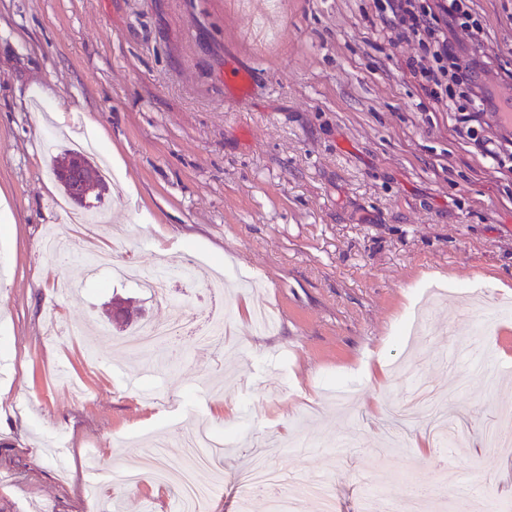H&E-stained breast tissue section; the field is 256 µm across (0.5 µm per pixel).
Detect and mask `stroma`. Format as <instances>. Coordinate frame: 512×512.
Segmentation results:
<instances>
[{
	"instance_id": "1",
	"label": "stroma",
	"mask_w": 512,
	"mask_h": 512,
	"mask_svg": "<svg viewBox=\"0 0 512 512\" xmlns=\"http://www.w3.org/2000/svg\"><path fill=\"white\" fill-rule=\"evenodd\" d=\"M471 6L473 78L511 100L512 0ZM420 53L377 0H0V512H167L124 473L199 426L233 438L199 474L226 476L205 512H273L235 481L254 453L325 478L336 512H398L422 484L512 512V449L483 443L512 415V172L489 157L512 128L486 112L470 140L411 74ZM81 133L113 173L101 245L168 272L187 308L225 278L223 349L116 347L175 322L169 303L86 273L82 237L67 266L43 251L64 196L48 147ZM404 364L457 445L385 411ZM292 432L302 447L280 446Z\"/></svg>"
}]
</instances>
